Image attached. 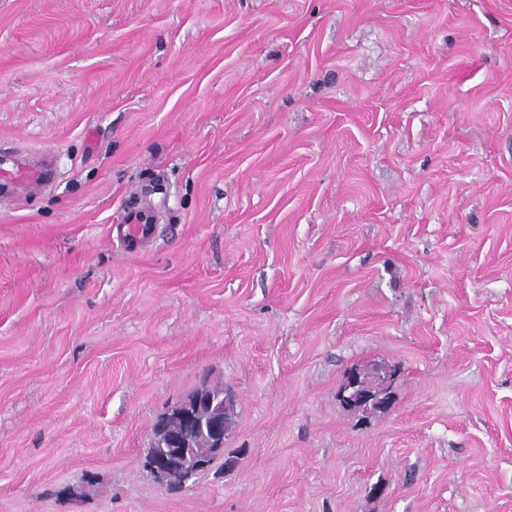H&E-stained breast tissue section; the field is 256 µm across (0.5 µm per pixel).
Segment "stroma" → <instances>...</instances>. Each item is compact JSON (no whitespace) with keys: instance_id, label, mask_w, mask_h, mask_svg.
Returning a JSON list of instances; mask_svg holds the SVG:
<instances>
[{"instance_id":"obj_1","label":"stroma","mask_w":512,"mask_h":512,"mask_svg":"<svg viewBox=\"0 0 512 512\" xmlns=\"http://www.w3.org/2000/svg\"><path fill=\"white\" fill-rule=\"evenodd\" d=\"M0 145V512H512V0H0ZM19 154L0 149V184L9 180L29 191L42 189L51 179L52 160L43 155L34 161H19ZM117 230L123 232V237L128 242H144L152 234L154 220L153 216L145 210L127 208ZM377 365L379 366L377 385L365 383V370L361 368H354L347 372L339 391V400L344 406L353 410L369 411L372 407H383L388 403L393 371L384 365ZM223 388L224 384H204L157 420L154 428L159 452L151 467L166 483L186 484L211 461L223 456L228 424Z\"/></svg>"}]
</instances>
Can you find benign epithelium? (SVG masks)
<instances>
[{
	"instance_id": "benign-epithelium-1",
	"label": "benign epithelium",
	"mask_w": 512,
	"mask_h": 512,
	"mask_svg": "<svg viewBox=\"0 0 512 512\" xmlns=\"http://www.w3.org/2000/svg\"><path fill=\"white\" fill-rule=\"evenodd\" d=\"M365 370L347 372L339 391L340 402L353 410H370L388 403L393 371L378 367L377 384L365 383ZM224 385L204 384L168 409L155 424L159 452L151 461L163 481L187 483L211 461L224 454Z\"/></svg>"
}]
</instances>
